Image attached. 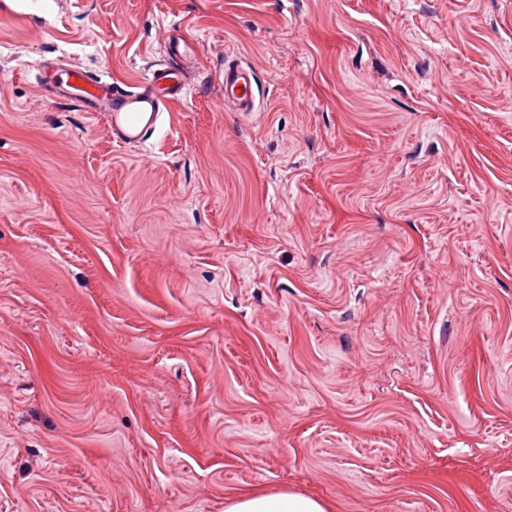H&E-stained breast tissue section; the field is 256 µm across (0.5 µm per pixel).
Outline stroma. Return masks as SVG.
I'll list each match as a JSON object with an SVG mask.
<instances>
[{"label":"stroma","instance_id":"1","mask_svg":"<svg viewBox=\"0 0 512 512\" xmlns=\"http://www.w3.org/2000/svg\"><path fill=\"white\" fill-rule=\"evenodd\" d=\"M6 2L0 512H512V0ZM176 28L144 145L38 88ZM224 102L237 112L255 109L259 87L257 74L249 64L232 60L224 64ZM225 512H328L327 505L297 493H251L232 501Z\"/></svg>","mask_w":512,"mask_h":512}]
</instances>
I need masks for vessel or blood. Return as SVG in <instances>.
<instances>
[{
  "label": "vessel or blood",
  "mask_w": 512,
  "mask_h": 512,
  "mask_svg": "<svg viewBox=\"0 0 512 512\" xmlns=\"http://www.w3.org/2000/svg\"><path fill=\"white\" fill-rule=\"evenodd\" d=\"M41 89L55 99L76 103L82 111L103 115L114 141L144 144L154 133L163 112L185 92L183 70L176 65L153 70L133 85H118L102 75L45 61L39 66ZM224 101L236 111H254L259 93L257 74L247 64H224Z\"/></svg>",
  "instance_id": "b4317fda"
}]
</instances>
